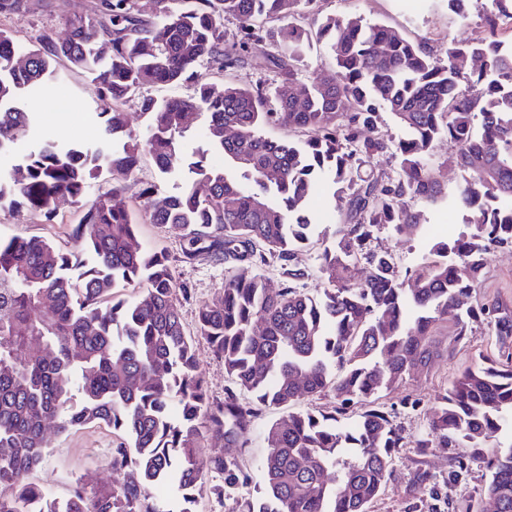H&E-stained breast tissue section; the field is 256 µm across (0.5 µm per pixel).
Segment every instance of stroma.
Returning <instances> with one entry per match:
<instances>
[{
	"mask_svg": "<svg viewBox=\"0 0 512 512\" xmlns=\"http://www.w3.org/2000/svg\"><path fill=\"white\" fill-rule=\"evenodd\" d=\"M99 0H28L27 11L20 16H0V29L12 31L21 46L37 44L40 36L49 34L64 39L69 23L77 16L96 10ZM320 9L337 15H355L365 22L385 24L399 29L410 38L428 41L436 57H443L448 42L468 43L486 33L480 0H470L465 14H457L448 0H321ZM67 96L71 108L65 117L48 114L46 107L57 96ZM30 99L41 118L43 137L69 144H90L97 141L100 123V89L96 82L78 72H60L39 88ZM192 174L182 170L173 175H160L149 156H142L137 172L125 182L119 199L134 205L139 191L155 185L158 197L182 191ZM112 187L109 173L91 179L82 202L68 199L56 203L55 224L45 223L41 216L25 210L0 208V237L44 236L61 249H68V225L77 223L85 206ZM423 219L418 226L405 228L400 235L381 231L374 245L392 250L401 268L411 271L422 267L428 257V246L437 238L457 236L462 229L463 215L449 209L447 203L422 205ZM228 261L202 258L190 263L173 262L172 274L177 288L190 292L188 299L178 302L187 332H194L199 309L222 293L228 273ZM476 299L500 297L512 301V247L493 249L487 260V273L476 288ZM436 341L443 349L423 372L414 374L406 383L382 398L393 408L396 422L403 429L408 445L399 449L386 490L371 506L370 512H479L484 497L485 470L480 457L468 458L467 468L453 476L448 448H414L416 439L425 436L435 409L437 395L443 393L451 380L466 368L486 358H497L498 348L484 325L474 323L465 340H457L452 324L442 325ZM279 411L259 412L244 447L209 444L208 453L227 458L245 457L258 462L265 452L264 432L277 418ZM49 446L41 463L31 472L32 481L43 487L50 498L66 499L80 476L93 473L100 480L112 479L109 462L114 437L109 429L92 427L68 437H60L54 428H47ZM427 472V481H419V472Z\"/></svg>",
	"mask_w": 512,
	"mask_h": 512,
	"instance_id": "35a3bbf8",
	"label": "stroma"
}]
</instances>
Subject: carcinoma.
Wrapping results in <instances>:
<instances>
[{"label":"carcinoma","mask_w":512,"mask_h":512,"mask_svg":"<svg viewBox=\"0 0 512 512\" xmlns=\"http://www.w3.org/2000/svg\"><path fill=\"white\" fill-rule=\"evenodd\" d=\"M316 2L192 0L176 10L163 5L158 22L132 0H101L96 13L71 21L65 39L39 38L24 65L0 53V152L37 139L28 94L60 62L92 75L103 102L102 139L92 146L38 139L0 172V207L51 223L57 199L81 202L105 169L116 180L71 227L70 251L44 236L0 238V512H196L211 474L223 480L214 493L241 497L242 512H368L387 487L395 449L404 447L379 394L439 356L432 333L448 320L459 340L471 322L485 324L505 361L457 376L437 396L419 446L463 451L496 441L485 458L484 493L494 512H512V442L497 441L512 430V302L473 303L487 255L512 244V39L499 37L512 30V0H484L487 35L448 45L444 63L395 28L324 14ZM226 18L239 24L240 40L224 41ZM314 40L333 67L298 103L233 75L251 46L270 41L264 63L290 82ZM205 63L224 81L205 80L198 73ZM186 82L190 95L162 103L141 93ZM131 101L147 118L144 136L126 129ZM381 110L405 137L381 130ZM201 116L208 144L237 174L187 163L184 140ZM273 123L306 135L304 145L266 137ZM444 135L461 172L449 193L423 162ZM144 153L163 175L187 165L196 178L158 203L152 185L134 206L113 202ZM390 157L396 170L362 174ZM322 179L334 187L343 220L318 243L306 201ZM442 199L463 213L466 230L433 242L435 260L402 274L372 243L383 229L418 225V201ZM143 213L182 231L180 261L238 262L223 295L199 310L195 330L224 362L222 399L208 393L195 335L177 308L171 254L139 239ZM317 244L314 295L296 254ZM275 261L273 288L259 269ZM359 263L369 274L357 283L351 268ZM118 288L132 294L118 298ZM329 393L332 409L290 412L267 429L260 498L250 497V464L204 452L212 441L240 443L260 405ZM355 404L364 410L348 429L344 415ZM48 422L65 436L110 429L111 468L121 481L97 486L84 476L66 500L51 499L29 479L45 455ZM160 482L177 487L179 510L152 500L150 487Z\"/></svg>","instance_id":"carcinoma-1"}]
</instances>
